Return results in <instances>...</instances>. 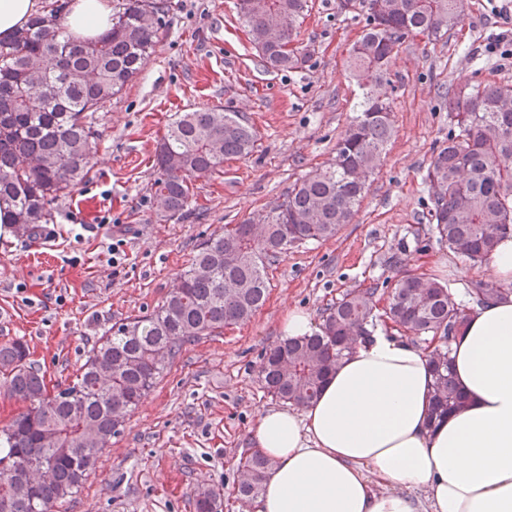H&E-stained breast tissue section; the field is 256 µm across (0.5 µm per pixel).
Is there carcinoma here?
<instances>
[{
  "instance_id": "cac0c4a2",
  "label": "carcinoma",
  "mask_w": 512,
  "mask_h": 512,
  "mask_svg": "<svg viewBox=\"0 0 512 512\" xmlns=\"http://www.w3.org/2000/svg\"><path fill=\"white\" fill-rule=\"evenodd\" d=\"M69 2L43 0L25 28L0 41V222L21 237H35L51 223L54 201L87 180L95 113L140 73L165 35L166 0H122L110 29L94 40L60 26ZM339 7L365 16L366 29L349 51L361 90L358 113L329 167L288 187L267 213L226 224L200 243L162 304L102 337L72 380L50 389L23 341L0 344V389L25 403L0 427V512H60L185 345L250 319L266 300L268 267L295 243L332 238L351 222L392 133L382 92L392 60L413 33L443 39L462 20L463 0H340ZM311 9V0H239V19L266 68L299 69L311 59L308 47L288 48ZM270 20L281 28L279 42L269 41ZM448 112L456 132L424 175L427 221L450 253L482 263L498 238L512 234V86L455 89ZM256 147V131L238 112L201 108L178 117L157 143L159 177L151 187L157 214L182 219L193 179ZM375 294L374 288L346 292L311 334L270 350L260 370L267 394L295 407L309 404L383 320L429 348L432 419L458 408L449 338L461 329L466 305L447 283L413 270L399 271L380 315ZM270 468L268 457L245 450L236 498L259 497ZM191 506L223 512L224 501L218 491L200 489Z\"/></svg>"
}]
</instances>
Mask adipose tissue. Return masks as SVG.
<instances>
[{"instance_id": "ef3b65f1", "label": "adipose tissue", "mask_w": 512, "mask_h": 512, "mask_svg": "<svg viewBox=\"0 0 512 512\" xmlns=\"http://www.w3.org/2000/svg\"><path fill=\"white\" fill-rule=\"evenodd\" d=\"M111 0H72L62 24L103 33ZM501 288L450 340L461 406L431 419L428 351L377 329L317 398L264 408L254 446L272 462L257 512H512V235L492 252Z\"/></svg>"}]
</instances>
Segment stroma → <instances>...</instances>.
Returning a JSON list of instances; mask_svg holds the SVG:
<instances>
[{"instance_id": "1", "label": "stroma", "mask_w": 512, "mask_h": 512, "mask_svg": "<svg viewBox=\"0 0 512 512\" xmlns=\"http://www.w3.org/2000/svg\"><path fill=\"white\" fill-rule=\"evenodd\" d=\"M313 3L299 36L314 50L311 61L276 72L263 66L235 0H170L166 38L96 114L90 179L59 200L36 238L0 229V342L25 341L47 385L71 379L113 325L151 313L202 241L269 211L296 180L331 162L356 112L347 57L366 22L341 12L339 0ZM502 4L465 0L462 22L442 41L407 38L386 88L393 132L353 221L272 265L266 301L250 320L186 345L66 512H190L191 496L208 487L222 490L224 512H256L235 498L237 465L273 403L259 369L288 311L320 322L347 291L385 297L398 270L421 271L430 260L458 299L487 282L485 265L437 243L423 174L455 129L449 90L512 85V36L496 21ZM200 107L245 114L257 147L194 181L186 215L165 222L150 191L156 143L175 113ZM460 266L468 278L457 275Z\"/></svg>"}]
</instances>
